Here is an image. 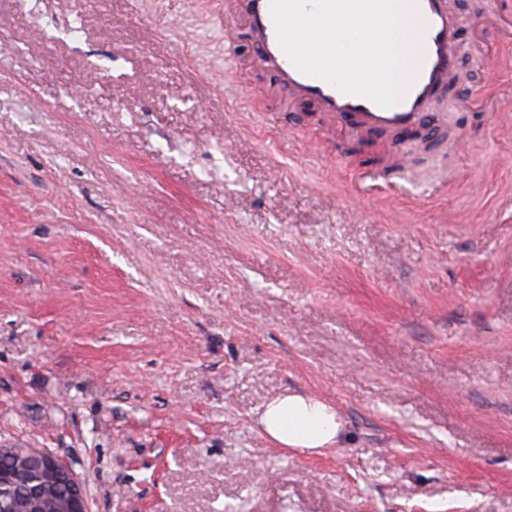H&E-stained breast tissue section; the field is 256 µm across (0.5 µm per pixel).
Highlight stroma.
Here are the masks:
<instances>
[{
	"mask_svg": "<svg viewBox=\"0 0 512 512\" xmlns=\"http://www.w3.org/2000/svg\"><path fill=\"white\" fill-rule=\"evenodd\" d=\"M449 5L425 151L273 92L224 0H0V444L90 512H512V0ZM395 143L422 194L354 197ZM259 424L283 448L318 452L336 443L340 422L331 406L315 397L290 393L268 402Z\"/></svg>",
	"mask_w": 512,
	"mask_h": 512,
	"instance_id": "stroma-1",
	"label": "stroma"
}]
</instances>
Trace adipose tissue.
<instances>
[{"label":"adipose tissue","instance_id":"obj_1","mask_svg":"<svg viewBox=\"0 0 512 512\" xmlns=\"http://www.w3.org/2000/svg\"><path fill=\"white\" fill-rule=\"evenodd\" d=\"M259 424L281 447L308 452L333 445L341 428L331 406L296 393L268 402L259 417Z\"/></svg>","mask_w":512,"mask_h":512}]
</instances>
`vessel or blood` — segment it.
<instances>
[{
	"label": "vessel or blood",
	"instance_id": "b4317fda",
	"mask_svg": "<svg viewBox=\"0 0 512 512\" xmlns=\"http://www.w3.org/2000/svg\"><path fill=\"white\" fill-rule=\"evenodd\" d=\"M226 6L243 9L260 64L272 71L280 93L311 100L327 116L339 122L352 121L361 130L401 129L422 121L432 103L445 92L455 68L457 25L448 11L447 0H416L425 23L423 54L412 83L388 107L342 93L326 81L297 70L278 43L270 0H226Z\"/></svg>",
	"mask_w": 512,
	"mask_h": 512
}]
</instances>
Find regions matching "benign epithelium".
Segmentation results:
<instances>
[{"label":"benign epithelium","mask_w":512,"mask_h":512,"mask_svg":"<svg viewBox=\"0 0 512 512\" xmlns=\"http://www.w3.org/2000/svg\"><path fill=\"white\" fill-rule=\"evenodd\" d=\"M3 453H19L27 461L23 471L0 473V481L10 483L25 480L35 485H46L59 480L67 484L69 512H89L86 489L70 464L52 452L41 448H0Z\"/></svg>","instance_id":"1"}]
</instances>
